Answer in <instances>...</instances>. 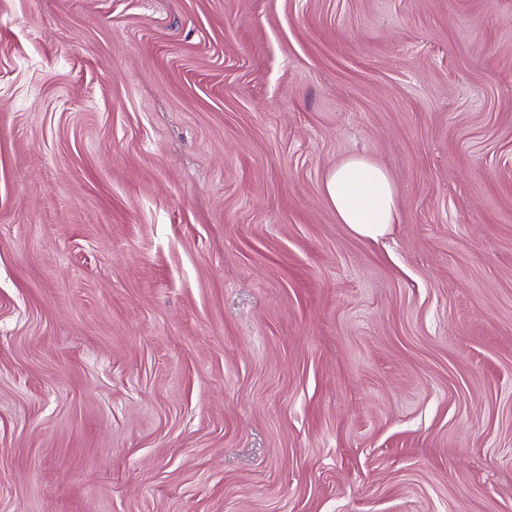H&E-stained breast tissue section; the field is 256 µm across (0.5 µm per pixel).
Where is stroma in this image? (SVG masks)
Here are the masks:
<instances>
[{
	"label": "stroma",
	"instance_id": "obj_1",
	"mask_svg": "<svg viewBox=\"0 0 512 512\" xmlns=\"http://www.w3.org/2000/svg\"><path fill=\"white\" fill-rule=\"evenodd\" d=\"M0 512H512V0H0ZM323 195L336 219L357 237L379 242L396 222V188L388 172L365 158L351 157L329 170Z\"/></svg>",
	"mask_w": 512,
	"mask_h": 512
}]
</instances>
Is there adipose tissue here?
I'll list each match as a JSON object with an SVG mask.
<instances>
[{
  "instance_id": "obj_1",
  "label": "adipose tissue",
  "mask_w": 512,
  "mask_h": 512,
  "mask_svg": "<svg viewBox=\"0 0 512 512\" xmlns=\"http://www.w3.org/2000/svg\"><path fill=\"white\" fill-rule=\"evenodd\" d=\"M323 195L339 223L357 237L380 241L396 222V188L388 172L365 158L351 157L329 170Z\"/></svg>"
}]
</instances>
